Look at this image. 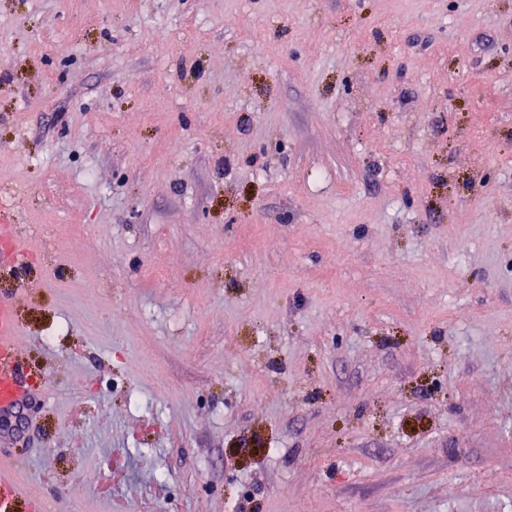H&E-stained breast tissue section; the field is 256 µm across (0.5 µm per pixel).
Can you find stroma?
I'll list each match as a JSON object with an SVG mask.
<instances>
[{
  "label": "stroma",
  "instance_id": "stroma-1",
  "mask_svg": "<svg viewBox=\"0 0 512 512\" xmlns=\"http://www.w3.org/2000/svg\"><path fill=\"white\" fill-rule=\"evenodd\" d=\"M31 512H512V0H0Z\"/></svg>",
  "mask_w": 512,
  "mask_h": 512
}]
</instances>
